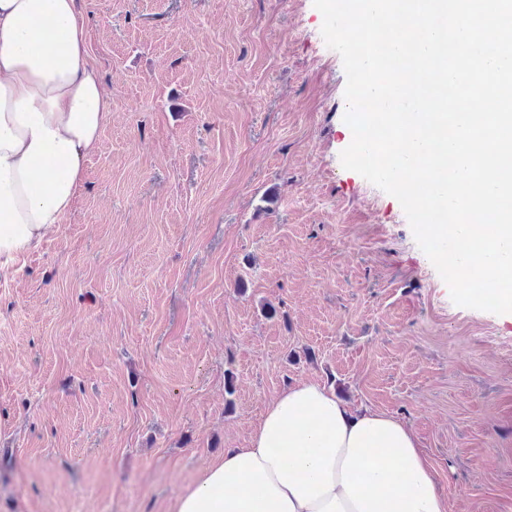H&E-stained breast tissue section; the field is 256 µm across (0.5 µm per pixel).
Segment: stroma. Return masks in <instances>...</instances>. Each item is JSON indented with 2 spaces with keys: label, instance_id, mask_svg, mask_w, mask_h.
<instances>
[{
  "label": "stroma",
  "instance_id": "obj_1",
  "mask_svg": "<svg viewBox=\"0 0 512 512\" xmlns=\"http://www.w3.org/2000/svg\"><path fill=\"white\" fill-rule=\"evenodd\" d=\"M110 123L0 279V512H174L305 380L415 433L448 512H512V318L457 306L343 168L313 0H80Z\"/></svg>",
  "mask_w": 512,
  "mask_h": 512
}]
</instances>
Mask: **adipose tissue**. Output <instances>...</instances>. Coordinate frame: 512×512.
Listing matches in <instances>:
<instances>
[{
    "instance_id": "1",
    "label": "adipose tissue",
    "mask_w": 512,
    "mask_h": 512,
    "mask_svg": "<svg viewBox=\"0 0 512 512\" xmlns=\"http://www.w3.org/2000/svg\"><path fill=\"white\" fill-rule=\"evenodd\" d=\"M79 0H0V273L73 207L110 121ZM414 433L320 382L279 394L174 512H447Z\"/></svg>"
}]
</instances>
